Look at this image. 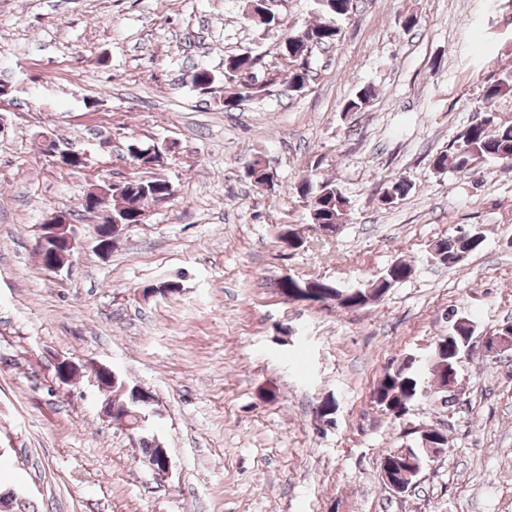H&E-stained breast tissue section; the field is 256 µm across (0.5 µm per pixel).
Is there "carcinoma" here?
I'll return each mask as SVG.
<instances>
[{"instance_id":"1","label":"carcinoma","mask_w":512,"mask_h":512,"mask_svg":"<svg viewBox=\"0 0 512 512\" xmlns=\"http://www.w3.org/2000/svg\"><path fill=\"white\" fill-rule=\"evenodd\" d=\"M250 5L245 18L266 31H273L281 26L275 14H263V7L258 0H249ZM316 10L321 21L316 25L295 30L286 34L280 45L281 55L295 63L288 76V90L304 87L310 78L312 68L309 58L315 47L329 46L336 42L340 29L338 19L347 16L353 8V0H315ZM261 64V57L245 52L227 58L224 62V82L234 88V92L224 96V107L234 108L239 101L256 97L267 90L270 82L259 83L253 80L255 70ZM216 81L212 70L201 66L192 76L193 85L199 90H210ZM512 94V74L505 73L497 79L486 83L477 101V108L484 112V117L469 125L451 147L436 154L433 166L438 170L452 168L459 171L470 169L477 161H505L512 156V124H500L490 111L493 103L506 95ZM248 176L259 184L274 182V173L260 161H255L248 168ZM297 194L309 206L311 223L315 226L339 225L346 221L348 201L336 184L330 180L313 181L303 179L297 185ZM173 197L169 181L154 179L138 187L121 193L120 198L112 199V209L123 224L144 223L145 204L149 202H166ZM448 250V255L458 251L471 253L481 246L482 239L473 238L462 233L450 234L439 240ZM412 267L404 262H396L383 270L372 280V287L391 289L395 283L407 279ZM465 337L458 333V322L451 320L448 335L438 336L432 343L431 354L439 355L448 364V370L458 371L457 358L462 355ZM112 389V402L124 403L134 415L129 418L132 424L144 423L145 429L140 433L139 444L143 456H157L156 434L150 427V418L154 410L147 399V393H135L125 389L122 380L108 382ZM428 393L422 381V368L405 367L385 372L372 392L376 406L382 411L398 418L400 410L409 407V403Z\"/></svg>"}]
</instances>
